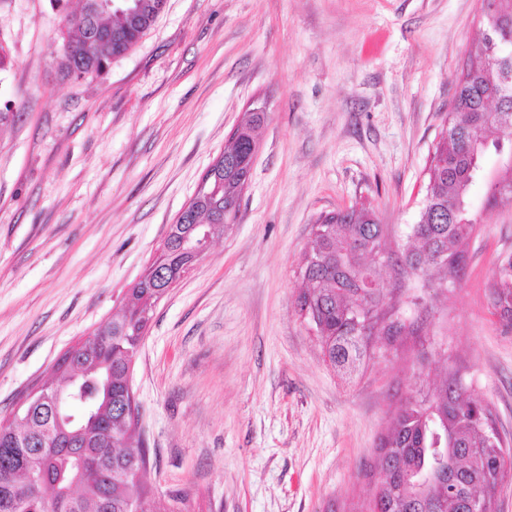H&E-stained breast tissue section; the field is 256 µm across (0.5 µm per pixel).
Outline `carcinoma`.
Wrapping results in <instances>:
<instances>
[{"mask_svg":"<svg viewBox=\"0 0 512 512\" xmlns=\"http://www.w3.org/2000/svg\"><path fill=\"white\" fill-rule=\"evenodd\" d=\"M497 44L479 38L473 55L456 78L451 110L434 146L426 194L405 242L394 248L390 225L369 204L320 217L311 247L300 261L302 285L298 312L304 314L325 361L350 381L370 358V337L388 328L393 340L406 325L388 316L395 290L417 279L424 288H443L464 276L467 241L484 214L512 196V166L486 186L482 208L475 207L483 163L491 150L512 152V0H492ZM139 20L113 12L101 20L109 39L90 45L93 77L128 55L146 35L164 0H138ZM264 112H250L237 137L224 143V163L216 168L219 185L212 195L197 193L170 225L154 263L162 273L143 275L128 290L120 310L95 330V343L76 345L71 368L79 386L67 408L48 400L27 404L0 425V512H163L143 480L147 449L138 431V408L131 407L129 366L146 335L158 302L170 281L192 265L187 239L206 224L212 237L224 234L236 216L226 210L240 180L251 174ZM488 300L498 317L512 324V256L502 260L488 283ZM69 416L65 439L89 462L95 474L79 478L76 459L64 451L36 453L35 442L57 431L58 417ZM448 448L451 483L436 482L419 493L412 476L436 463V447ZM378 464L388 474L368 489V512H471L467 501L478 495L479 512H499L498 492L512 455L498 437L487 405L466 395L460 377L442 382L400 403L391 413L376 446Z\"/></svg>","mask_w":512,"mask_h":512,"instance_id":"cac0c4a2","label":"carcinoma"}]
</instances>
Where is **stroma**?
<instances>
[{"label": "stroma", "instance_id": "obj_1", "mask_svg": "<svg viewBox=\"0 0 512 512\" xmlns=\"http://www.w3.org/2000/svg\"><path fill=\"white\" fill-rule=\"evenodd\" d=\"M480 0H165L104 74L59 59L78 0H0V421L109 321L229 133L262 110L235 224L157 304L130 372L145 480L171 512H359L391 411L459 371L512 442V325L487 284L512 203L462 280L402 289L403 348L342 381L296 307L324 214L414 223Z\"/></svg>", "mask_w": 512, "mask_h": 512}]
</instances>
